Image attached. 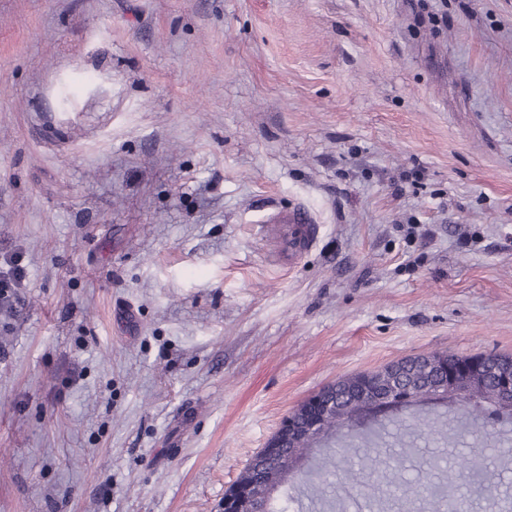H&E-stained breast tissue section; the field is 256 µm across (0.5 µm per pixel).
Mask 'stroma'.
<instances>
[{
    "instance_id": "1",
    "label": "stroma",
    "mask_w": 512,
    "mask_h": 512,
    "mask_svg": "<svg viewBox=\"0 0 512 512\" xmlns=\"http://www.w3.org/2000/svg\"><path fill=\"white\" fill-rule=\"evenodd\" d=\"M4 255L0 512H224L323 386L512 355V0H0ZM414 411L454 419L415 465L482 444L512 499V424ZM289 483L287 512H437L329 444ZM276 221L282 225L290 258H300L316 245L318 225L306 209L297 207L281 212L276 216ZM5 271H0V301L11 297L13 288H17L25 277V268L17 256L5 260Z\"/></svg>"
}]
</instances>
